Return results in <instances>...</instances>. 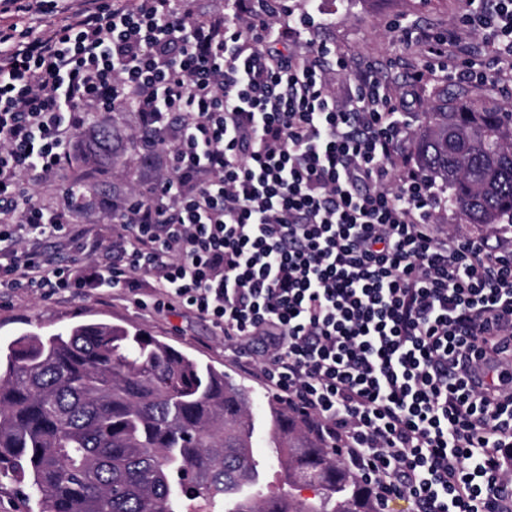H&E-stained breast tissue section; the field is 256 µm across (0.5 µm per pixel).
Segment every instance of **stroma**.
<instances>
[{
	"instance_id": "1",
	"label": "stroma",
	"mask_w": 512,
	"mask_h": 512,
	"mask_svg": "<svg viewBox=\"0 0 512 512\" xmlns=\"http://www.w3.org/2000/svg\"><path fill=\"white\" fill-rule=\"evenodd\" d=\"M464 0H319L320 9L330 25L320 29L317 40L339 45L346 53L349 71H356L371 59L383 69L393 67L408 71L421 67L424 50L407 43L401 26L418 22L431 32L452 27ZM464 57L481 61L488 79L475 85L490 104H512V82L496 79L497 65L488 52L481 33H474L463 47ZM110 139L107 149H98L96 132L75 135L71 142V160L48 184L26 181L34 199L53 205L60 190L81 185L98 199L97 207L83 212L76 227L88 236L111 238L116 230L112 221L113 203L134 195L160 175L158 166L148 164L140 144L137 115L115 112L102 115ZM102 322L137 327L175 348L193 355L251 388L254 394L267 397L271 391L255 376L243 371L232 349L217 336L211 323L185 311L158 313L138 307L126 296L102 289L93 292H64L51 298L39 293L17 290L0 294V344L8 345L33 327L52 331L76 323Z\"/></svg>"
}]
</instances>
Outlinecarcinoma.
I'll return each instance as SVG.
<instances>
[{
  "mask_svg": "<svg viewBox=\"0 0 512 512\" xmlns=\"http://www.w3.org/2000/svg\"><path fill=\"white\" fill-rule=\"evenodd\" d=\"M413 144L448 208L471 224L512 217V112L469 90L433 91ZM263 425L270 465L288 484L272 501L252 436ZM16 477L42 512H377L340 453L273 401L144 333L80 323L25 333L0 351V477ZM312 482L316 499L295 490Z\"/></svg>",
  "mask_w": 512,
  "mask_h": 512,
  "instance_id": "carcinoma-1",
  "label": "carcinoma"
}]
</instances>
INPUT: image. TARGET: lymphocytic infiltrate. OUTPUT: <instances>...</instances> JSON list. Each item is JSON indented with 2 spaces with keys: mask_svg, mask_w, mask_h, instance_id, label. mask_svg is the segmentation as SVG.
I'll list each match as a JSON object with an SVG mask.
<instances>
[{
  "mask_svg": "<svg viewBox=\"0 0 512 512\" xmlns=\"http://www.w3.org/2000/svg\"><path fill=\"white\" fill-rule=\"evenodd\" d=\"M84 0L39 35L46 0H0V289L50 298L84 288L208 319L260 346V376L339 450L380 505L512 512V237L442 228V194L411 167L402 86L480 84L452 60L456 34L421 32L422 69L398 81L365 63L346 92L334 44L286 50L321 19L274 18L233 0ZM512 77V0H468ZM103 112H133L167 173L112 209L111 240L86 243L75 214L96 200L45 182ZM104 253L64 264L27 240Z\"/></svg>",
  "mask_w": 512,
  "mask_h": 512,
  "instance_id": "obj_1",
  "label": "lymphocytic infiltrate"
}]
</instances>
